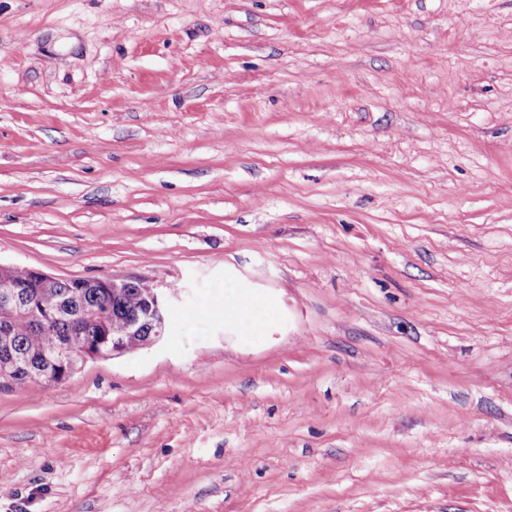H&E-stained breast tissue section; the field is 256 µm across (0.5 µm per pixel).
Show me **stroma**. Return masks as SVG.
Wrapping results in <instances>:
<instances>
[{
    "label": "stroma",
    "mask_w": 512,
    "mask_h": 512,
    "mask_svg": "<svg viewBox=\"0 0 512 512\" xmlns=\"http://www.w3.org/2000/svg\"><path fill=\"white\" fill-rule=\"evenodd\" d=\"M0 263L181 291L0 512H512V0H0Z\"/></svg>",
    "instance_id": "obj_1"
}]
</instances>
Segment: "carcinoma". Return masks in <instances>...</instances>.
Returning a JSON list of instances; mask_svg holds the SVG:
<instances>
[{"label":"carcinoma","mask_w":512,"mask_h":512,"mask_svg":"<svg viewBox=\"0 0 512 512\" xmlns=\"http://www.w3.org/2000/svg\"><path fill=\"white\" fill-rule=\"evenodd\" d=\"M29 278L25 267L0 271V290ZM74 279H57L50 288L29 289L27 310L15 314L8 323L11 346L0 347V379L13 385L41 387L57 383L73 374L71 362L59 357L58 346L81 338L89 347L112 348L115 330L138 316L141 324L131 336H123L125 352L140 350L150 336L146 317L149 289L153 283L140 279L119 293L99 285L75 288Z\"/></svg>","instance_id":"carcinoma-1"}]
</instances>
